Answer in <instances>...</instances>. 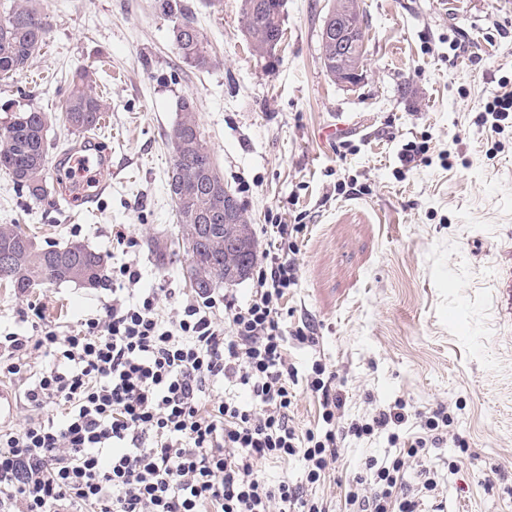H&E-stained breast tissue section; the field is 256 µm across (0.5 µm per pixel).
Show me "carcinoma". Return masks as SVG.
<instances>
[{"mask_svg": "<svg viewBox=\"0 0 512 512\" xmlns=\"http://www.w3.org/2000/svg\"><path fill=\"white\" fill-rule=\"evenodd\" d=\"M282 4L276 0H241V32L253 54L259 59L270 55L274 43L285 36ZM49 30L46 13L39 0H13L0 14V77L11 78L24 71L38 55ZM365 32L358 30L351 38L348 58L354 67L364 59ZM173 40L179 57L188 66L206 70L213 64L209 42L196 25L193 15L180 10V21L173 27ZM321 61L325 73L336 71V45L321 42ZM95 71L77 72L63 107V118L73 134L84 135L101 128L104 105L93 93ZM48 127L43 112L18 108L0 123V170L26 188L29 196L40 201L48 194ZM168 139L174 150L170 171L183 173L182 187L174 199L177 214V240L152 236L149 252L162 265L185 263L196 280L194 292L205 296L224 284V238L252 231L245 207H240L230 224H220L211 231L204 252L190 254L180 242L205 232L199 222L203 214L224 212V174L210 165L212 149L202 134L198 109L190 97L178 104V116ZM9 254V273L1 277L23 294L46 284L73 283L96 288L102 282L104 258L81 242L64 247L41 246L36 237L14 224L0 225V254Z\"/></svg>", "mask_w": 512, "mask_h": 512, "instance_id": "cac0c4a2", "label": "carcinoma"}]
</instances>
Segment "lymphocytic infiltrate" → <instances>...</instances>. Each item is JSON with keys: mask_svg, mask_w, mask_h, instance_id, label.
<instances>
[{"mask_svg": "<svg viewBox=\"0 0 512 512\" xmlns=\"http://www.w3.org/2000/svg\"><path fill=\"white\" fill-rule=\"evenodd\" d=\"M261 231L276 240L246 302L195 298L166 319L159 289L137 291L141 272L125 263L103 315L65 336L45 329L0 339L9 374L32 353L46 358L25 399L63 416L0 429V512H330L310 488L340 456L339 402L321 364L302 381L288 360V340L316 339L306 324L284 329L282 302L298 282L289 225ZM301 382L322 407L321 426L303 431L290 416ZM448 421L437 411L404 453L368 458L348 512H420V493L437 487L422 458ZM293 458L306 487L263 476V465Z\"/></svg>", "mask_w": 512, "mask_h": 512, "instance_id": "obj_1", "label": "lymphocytic infiltrate"}]
</instances>
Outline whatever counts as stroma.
Returning a JSON list of instances; mask_svg holds the SVG:
<instances>
[{"label": "stroma", "mask_w": 512, "mask_h": 512, "mask_svg": "<svg viewBox=\"0 0 512 512\" xmlns=\"http://www.w3.org/2000/svg\"><path fill=\"white\" fill-rule=\"evenodd\" d=\"M50 22L28 70L0 80L8 107L51 115L49 156L73 146L60 119L75 71L98 69L106 105L96 138L112 155V185L96 201L68 204L51 190L31 199L0 171V224H18L42 245L81 241L104 255L99 287L47 285L20 294L0 284V332L34 335L26 315L66 334L101 312L112 271L136 264L141 287L167 289L164 314L194 298L181 264L157 265L147 240L174 236L166 134L178 101L193 98L224 182L253 225H299L293 234L298 282L284 306L287 327L313 324L316 346L288 343L300 376L315 362L332 372L342 425L403 401L401 439L423 415L448 410L452 423L427 466L438 498L425 512H512V316L498 308L512 270V117L500 127L480 108L512 90V0H361L363 78L345 87L320 59L330 0H283L285 40L274 66L254 56L240 31V0H172L193 12L215 64L179 59L162 0H41ZM424 148L405 164L406 145ZM124 228L130 245H117ZM27 382L0 375L12 394L10 427L48 422ZM386 435L341 444L324 492L334 512L366 457ZM456 472H449V462Z\"/></svg>", "instance_id": "1"}]
</instances>
